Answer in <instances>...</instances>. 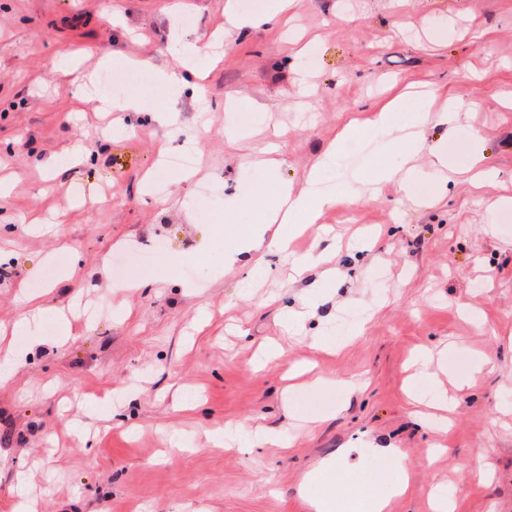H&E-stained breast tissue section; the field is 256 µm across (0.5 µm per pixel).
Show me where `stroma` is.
<instances>
[{"instance_id":"stroma-1","label":"stroma","mask_w":512,"mask_h":512,"mask_svg":"<svg viewBox=\"0 0 512 512\" xmlns=\"http://www.w3.org/2000/svg\"><path fill=\"white\" fill-rule=\"evenodd\" d=\"M226 2L0 0V347L22 358L0 389V512L22 492L38 512H323L363 481L389 494L380 447L409 465L386 512H431L436 489L455 512H512V0H293L282 22L243 29L225 26ZM174 37L196 43L192 61L169 51ZM105 58L124 100L175 102L190 136L173 148L197 147L192 181L160 168L164 127L72 100L60 69L79 80ZM188 64L208 68L204 82H155L154 66ZM408 91L457 104L451 130L425 132L447 180L428 150L353 137L326 188L410 161L411 187L356 183L299 239L303 252L336 246L302 278L283 255L256 288L225 268L281 182L303 186L345 125ZM475 129L494 174L479 190L463 175ZM78 145L82 163L43 174ZM59 216L55 232L32 226ZM272 294L298 312L297 334ZM31 301L75 316V337L60 343L38 317L14 329ZM271 343L283 357L254 368ZM422 350L436 381L413 376ZM359 376L368 387L345 395L339 380ZM446 391L450 423L435 408L415 418L413 396L435 405ZM257 424L281 444H213ZM485 448L493 478H461Z\"/></svg>"}]
</instances>
